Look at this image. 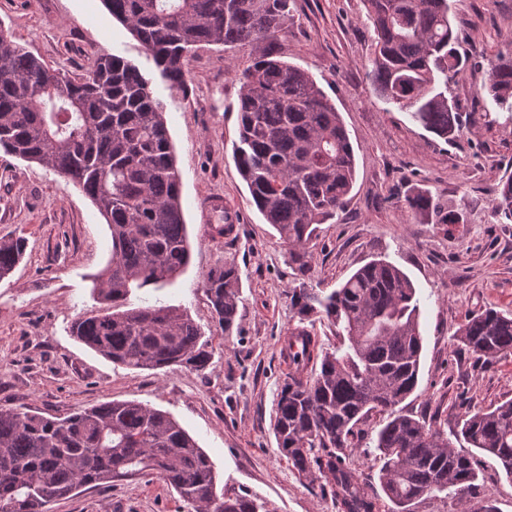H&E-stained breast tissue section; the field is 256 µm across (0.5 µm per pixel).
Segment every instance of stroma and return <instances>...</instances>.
<instances>
[{
    "label": "stroma",
    "mask_w": 512,
    "mask_h": 512,
    "mask_svg": "<svg viewBox=\"0 0 512 512\" xmlns=\"http://www.w3.org/2000/svg\"><path fill=\"white\" fill-rule=\"evenodd\" d=\"M462 54L475 66L453 85L466 133L445 140L408 113L385 111L366 79L372 31L362 0H296L277 47L308 70L340 112L356 153L354 189L335 223L322 225L312 249L310 287L337 288L356 269L384 257L413 281L420 298L423 350L415 391L400 405L417 419L455 429L467 410L512 398V353L487 363L452 334L465 315L512 312V223L492 215L493 186L512 174V125L478 94L485 64L512 42V0H453ZM0 27L53 67L86 66L114 54L152 81L166 105L192 245L187 269L148 290L185 309L213 348L204 372L135 370L113 364L71 334L74 320L98 310L94 278L111 254L108 226L66 178L0 151V238L26 241L23 260L0 280V406L67 416L107 400L168 411L207 453L230 493L265 501L270 512H338L318 483L300 479L277 450L272 409L288 372L280 338L299 320L288 297L297 281L288 248L264 223L232 158L238 136L237 72L247 50L198 49L185 89H169L140 42L102 0H0ZM428 191L440 206H464L462 224L412 217L404 199ZM222 197L236 221L217 235L210 207ZM235 262L241 301L232 334L215 322L203 276ZM482 489L497 512H512V479L478 455ZM178 494L158 477L109 488L85 487L53 512H182Z\"/></svg>",
    "instance_id": "stroma-1"
}]
</instances>
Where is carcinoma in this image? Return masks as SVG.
I'll return each mask as SVG.
<instances>
[{"label":"carcinoma","mask_w":512,"mask_h":512,"mask_svg":"<svg viewBox=\"0 0 512 512\" xmlns=\"http://www.w3.org/2000/svg\"><path fill=\"white\" fill-rule=\"evenodd\" d=\"M372 29L366 76L385 111L408 112L440 138L462 129L450 84L464 75L450 0H363ZM141 43L170 87L186 84L190 53L209 45L249 48L239 75L238 142L233 158L265 223L288 246L301 279L288 296L299 324L280 354L288 381L273 408V432L294 472L321 479L338 512H385L353 462L362 426L377 417L378 480L390 512H418L444 495L457 512H496L479 495L475 452L494 456L512 478V399L467 412L453 438L398 406L418 384L423 337L411 279L386 259L372 260L337 288L307 287L311 243L336 218L356 182V157L344 121L314 76L284 59L274 39L295 0H103ZM479 95L512 122V49L500 51ZM166 107L151 82L116 55L86 69L49 67L0 28V147L70 179L108 224L112 251L95 282L104 307L76 319L71 333L102 357L130 369L178 366L200 372L213 350L180 307L131 297L159 290L190 262L180 173ZM493 215L512 220V175L493 189ZM412 216L463 224V209L426 192L405 199ZM24 257V239H0V280ZM211 313L229 336L241 294L233 263L202 279ZM328 322L338 343L325 348L304 326ZM453 338L489 361L512 352V313L472 312ZM319 372L305 375L309 366ZM459 439L468 448H458ZM156 475L187 512H270L254 497L217 492V474L195 439L168 412L110 400L65 418L0 407V512H51L82 487Z\"/></svg>","instance_id":"obj_1"}]
</instances>
